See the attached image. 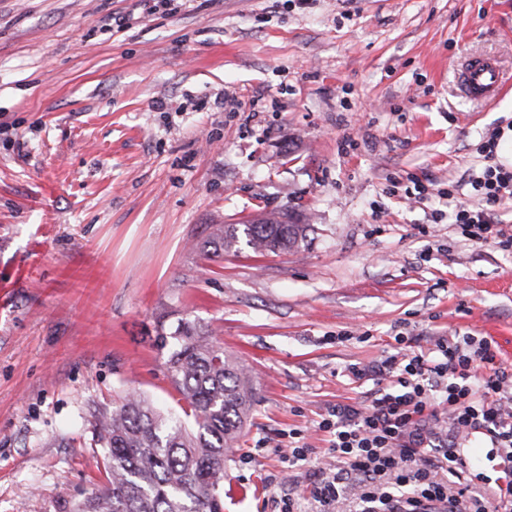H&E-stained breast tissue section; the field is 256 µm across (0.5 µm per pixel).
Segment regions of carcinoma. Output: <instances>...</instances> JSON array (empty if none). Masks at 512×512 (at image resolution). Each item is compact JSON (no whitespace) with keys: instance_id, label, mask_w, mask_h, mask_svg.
Masks as SVG:
<instances>
[{"instance_id":"carcinoma-1","label":"carcinoma","mask_w":512,"mask_h":512,"mask_svg":"<svg viewBox=\"0 0 512 512\" xmlns=\"http://www.w3.org/2000/svg\"><path fill=\"white\" fill-rule=\"evenodd\" d=\"M307 224L266 218L224 224L212 237L215 253H285L306 238ZM174 349L164 361L191 422L128 393L108 407L88 410L91 441L103 449L106 482L75 502L71 512H224L221 485L231 455L255 402L253 380L196 320L182 318L159 331L156 346Z\"/></svg>"}]
</instances>
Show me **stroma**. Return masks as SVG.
Wrapping results in <instances>:
<instances>
[{
	"label": "stroma",
	"mask_w": 512,
	"mask_h": 512,
	"mask_svg": "<svg viewBox=\"0 0 512 512\" xmlns=\"http://www.w3.org/2000/svg\"><path fill=\"white\" fill-rule=\"evenodd\" d=\"M0 0V512H69L105 481L90 405L182 400L155 345L185 316L250 373L224 512H273L325 454L318 423L379 387L348 365L397 333L492 341L512 366V252L433 223L512 167V0ZM497 57L492 104L460 58ZM426 193L410 201L415 184ZM299 247L213 257L224 224L282 212Z\"/></svg>",
	"instance_id": "1"
}]
</instances>
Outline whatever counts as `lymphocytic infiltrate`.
Returning <instances> with one entry per match:
<instances>
[{"mask_svg":"<svg viewBox=\"0 0 512 512\" xmlns=\"http://www.w3.org/2000/svg\"><path fill=\"white\" fill-rule=\"evenodd\" d=\"M497 136L479 150L486 164L470 185L480 203L456 206L451 214L464 238L512 250V231L494 218V208L512 200V168L496 163ZM392 353L374 366L350 365L361 379L387 377L364 407L339 406L318 424L328 435V459L308 492L317 512H334L341 495H351L355 512H512V369L495 346L472 336L436 340L432 347L396 339ZM448 430L433 427L439 413ZM489 439L488 462L495 476L473 483L474 463L460 447L474 436Z\"/></svg>","mask_w":512,"mask_h":512,"instance_id":"f902f5d3","label":"lymphocytic infiltrate"}]
</instances>
